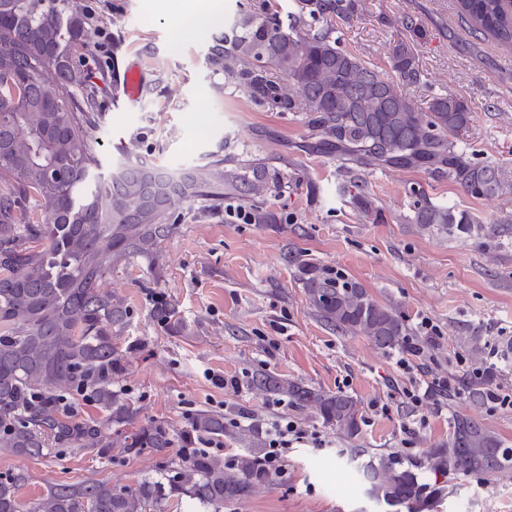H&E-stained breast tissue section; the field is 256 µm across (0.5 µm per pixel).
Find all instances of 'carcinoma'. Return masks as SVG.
<instances>
[{"mask_svg": "<svg viewBox=\"0 0 512 512\" xmlns=\"http://www.w3.org/2000/svg\"><path fill=\"white\" fill-rule=\"evenodd\" d=\"M300 16L288 27L275 16L238 19L229 51L215 49L212 62L238 78L254 102L278 112H304L344 160L369 166L424 168L448 176L468 195L512 194L492 165L474 163L454 135L471 120L467 104L431 95L420 110L407 90L422 84L409 41L393 45L395 77L340 48L335 21L349 18L355 0H299ZM459 19L477 37L512 45V0H455ZM82 0H0V178L17 192L0 194V454L42 458L71 448H92L107 459L112 449L163 457L158 477L133 486L90 479L51 484L34 498L21 490L22 470L0 472V512H168L186 501L199 512H234L241 503L274 488L280 473L266 467L261 445L246 433L248 449L230 462L192 444L224 438V417L193 413L180 431L190 450L167 456L175 433L162 422L139 421L140 409L116 388L122 354L112 332L125 325L123 300L101 288L122 259L152 254L173 232L162 223L179 198L220 186L205 170L168 175L161 205L143 201L157 190L155 173L128 163L99 172L89 132L101 112L97 65ZM352 199L366 213L374 202L346 167ZM36 202L25 214L22 201ZM415 222L463 233L479 220L424 200ZM305 293L316 315L343 335L363 336L377 348L411 346L403 317L362 285L341 274L310 270ZM249 387L265 396L311 409L322 423L354 443L363 415L342 392L309 387L256 370ZM90 403L97 415L84 417ZM366 497L398 512H421L445 495L448 476L486 477L512 467V448L478 420L457 414L448 440L418 456L394 450L338 448Z\"/></svg>", "mask_w": 512, "mask_h": 512, "instance_id": "cac0c4a2", "label": "carcinoma"}]
</instances>
